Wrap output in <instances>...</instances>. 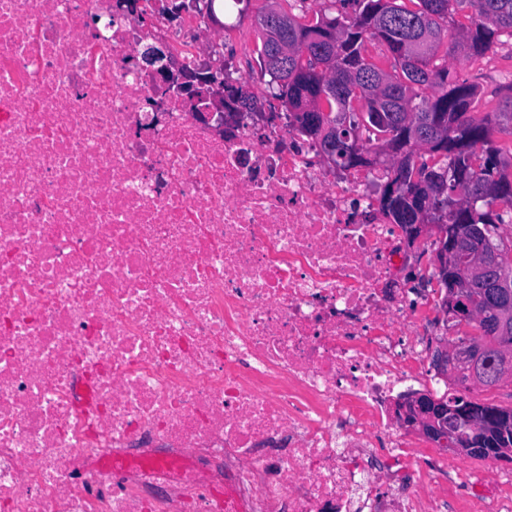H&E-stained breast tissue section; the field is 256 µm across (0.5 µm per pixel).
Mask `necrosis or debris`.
Masks as SVG:
<instances>
[{"label":"necrosis or debris","instance_id":"necrosis-or-debris-1","mask_svg":"<svg viewBox=\"0 0 512 512\" xmlns=\"http://www.w3.org/2000/svg\"><path fill=\"white\" fill-rule=\"evenodd\" d=\"M157 0H0V512H512L395 418L436 291L381 212ZM168 50L169 79L142 68ZM223 71L249 112L178 86ZM140 57L141 63L144 65L142 67L146 66L149 70L159 73L161 76L167 75V64L163 65L164 60L167 58V50L165 46H146L142 50Z\"/></svg>","mask_w":512,"mask_h":512}]
</instances>
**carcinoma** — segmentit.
Instances as JSON below:
<instances>
[{"mask_svg": "<svg viewBox=\"0 0 512 512\" xmlns=\"http://www.w3.org/2000/svg\"><path fill=\"white\" fill-rule=\"evenodd\" d=\"M279 0L256 16L260 71L267 92L288 108L295 128L340 171L389 164L375 185L380 209L403 227L422 218L444 232L448 267H432L420 283H436L456 307L445 310L453 325L467 328L457 345L476 350L475 378L458 380L495 387L512 377V334L487 327L501 316L473 273L468 255L452 253L457 237L473 227L497 254L502 287L512 290V240L498 230L512 224V97L494 112L478 115L477 86L459 79L450 60L479 63L512 36V0H329L306 20V0ZM341 5L335 11L333 7ZM352 11H346V6ZM468 10V23L456 19ZM441 401L463 411L455 430L470 435L490 416L512 421V408L479 404L464 394ZM477 459H500L495 448H512V433L478 435Z\"/></svg>", "mask_w": 512, "mask_h": 512, "instance_id": "carcinoma-1", "label": "carcinoma"}]
</instances>
